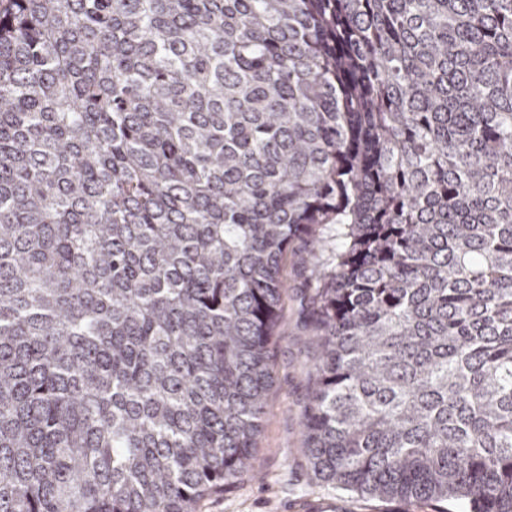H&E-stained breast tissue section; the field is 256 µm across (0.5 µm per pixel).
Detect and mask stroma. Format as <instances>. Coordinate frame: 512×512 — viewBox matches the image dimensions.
<instances>
[{"label":"stroma","mask_w":512,"mask_h":512,"mask_svg":"<svg viewBox=\"0 0 512 512\" xmlns=\"http://www.w3.org/2000/svg\"><path fill=\"white\" fill-rule=\"evenodd\" d=\"M309 243L295 239L283 275L288 281L275 337V383L268 395L264 428L252 461L253 474L202 501L199 512H316L332 501L345 512H432L404 504L353 497L316 477L301 453V413L307 369L316 346L302 319Z\"/></svg>","instance_id":"obj_1"}]
</instances>
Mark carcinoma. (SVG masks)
<instances>
[{
    "label": "carcinoma",
    "instance_id": "1",
    "mask_svg": "<svg viewBox=\"0 0 512 512\" xmlns=\"http://www.w3.org/2000/svg\"><path fill=\"white\" fill-rule=\"evenodd\" d=\"M302 236L313 471L512 512V0H0V512L250 475Z\"/></svg>",
    "mask_w": 512,
    "mask_h": 512
}]
</instances>
